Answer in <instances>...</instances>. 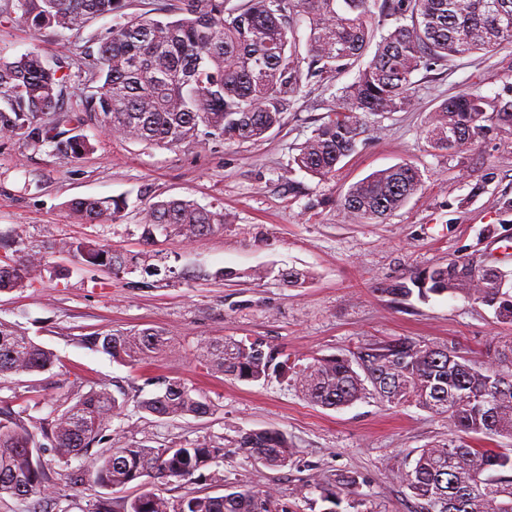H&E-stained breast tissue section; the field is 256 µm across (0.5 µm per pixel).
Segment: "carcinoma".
Wrapping results in <instances>:
<instances>
[{
	"mask_svg": "<svg viewBox=\"0 0 512 512\" xmlns=\"http://www.w3.org/2000/svg\"><path fill=\"white\" fill-rule=\"evenodd\" d=\"M226 0H176L164 18L126 14L129 0H0V23L18 20L34 32L80 31L93 19L114 15L116 24L96 39L89 54L96 91L82 112L98 119L108 133L133 142L169 149L206 140L259 141L280 125L291 96L314 79H333L354 67L375 44L371 59L354 80L339 88L334 106L294 158L298 168L326 177L356 151L366 133L363 116L400 112L414 101L413 77L422 69L476 52L486 54L512 44V0H245L236 10ZM402 20L380 35L375 12ZM306 29L307 60L299 57V28ZM62 66H49L38 50L7 58L0 53V137L23 136L33 145L50 144L66 159L94 150L82 134L67 138L54 126L38 123L56 111L62 97ZM486 98L462 91L430 113L426 135L440 151L472 144L483 129ZM423 185L421 171L403 163L377 171L353 184L341 204L351 220H381L404 205ZM122 198L74 199L70 211L88 223L115 218ZM142 237L156 232L200 241L224 229V214L191 201L170 199L148 206ZM69 251L92 266L122 267L116 252L79 243ZM32 257L0 265V291L26 286ZM285 286L301 288L307 275L281 269ZM464 294L493 309L512 324V272L472 257H457L390 285L385 292ZM84 344L130 366L171 350L168 338L145 328L97 332ZM58 357L26 333L0 320V378L49 371ZM198 366L233 380L260 383L292 376L304 396L325 408H342L370 396L388 405L415 404L446 414L456 436L420 449L399 478L419 501L417 512H512V451L477 448L473 442L512 438V340L501 344L484 367L467 353L446 345L397 339L352 356L316 357L305 365L262 338H226L200 345ZM158 389L137 400V407L161 418L204 417L211 403L182 378L163 377ZM131 396L94 389L57 412L36 440L16 417L0 419V496L42 497L47 492L41 449L60 459L85 456L100 443L112 420L126 410ZM238 447L264 464L288 465L291 446L276 429L246 432ZM223 449L199 444L152 448L130 445L92 459L94 479L109 489L139 483L133 497H114L93 512H289L271 490L244 489L230 494L188 496L172 503L156 492L154 480L191 478ZM356 480L320 477L296 495L315 491L339 512Z\"/></svg>",
	"mask_w": 512,
	"mask_h": 512,
	"instance_id": "carcinoma-1",
	"label": "carcinoma"
}]
</instances>
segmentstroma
I'll return each instance as SVG.
<instances>
[{
    "label": "stroma",
    "mask_w": 512,
    "mask_h": 512,
    "mask_svg": "<svg viewBox=\"0 0 512 512\" xmlns=\"http://www.w3.org/2000/svg\"><path fill=\"white\" fill-rule=\"evenodd\" d=\"M112 23L100 17L79 32L39 34L17 21L0 25L4 55L36 49L49 64L67 69L60 108L44 122L69 136L84 134L95 145L71 161L47 144L0 138V264L24 255L41 260L25 288L0 292V320L59 358L50 371L1 378L0 408L22 414L37 435L51 412L91 389L178 377L206 395L212 412L171 420L129 404L87 457L65 462L45 453L46 495L2 496L0 512H90L112 494L95 482L90 457L130 444L189 443L224 454L192 479L159 482L160 493L173 502L271 489L292 512H324L318 493L301 498L296 489L321 476H348L357 493L342 503L343 512H415L398 472L425 445L453 436L446 416L375 398L323 408L289 379L247 383L206 373L195 362L196 349L226 336L261 337L305 364L410 337L460 348L486 364L502 341L512 339V325L460 296L403 300L387 288L458 256L512 271V256L503 252L512 240V210L503 207L512 200V133L491 118L499 105L512 102V46L416 73L413 105L366 116L368 131L356 152L320 179L300 172L293 158L352 74L303 85L281 126L261 141L148 147L109 135L96 121L79 126L71 119L97 86L87 52ZM470 86L489 100L483 134L456 152L434 149L425 134L431 110ZM405 162L420 169L423 185L402 208L382 222L344 217L341 201L354 183ZM90 197H123L128 206L110 221L86 223L67 203ZM169 198L223 212V231L196 242L162 234L144 241L143 209ZM72 242L120 252L128 263L119 272L86 266L63 251ZM292 267L308 272L304 287L275 280L274 270ZM144 328L165 332L173 351L129 367L82 342L95 332ZM269 428L283 431L291 443L284 468L267 467L238 445L244 432Z\"/></svg>",
    "instance_id": "stroma-1"
}]
</instances>
